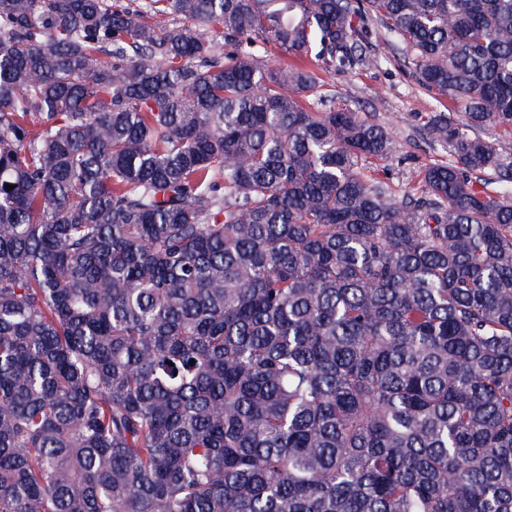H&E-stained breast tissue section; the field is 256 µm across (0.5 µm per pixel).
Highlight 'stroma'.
<instances>
[{
    "label": "stroma",
    "mask_w": 512,
    "mask_h": 512,
    "mask_svg": "<svg viewBox=\"0 0 512 512\" xmlns=\"http://www.w3.org/2000/svg\"><path fill=\"white\" fill-rule=\"evenodd\" d=\"M375 54L378 64L331 75L327 81L337 102L367 113L387 128L394 152L384 162V171L392 186L403 188L414 181L417 166L449 158L447 148L433 150L425 142L426 117L441 104L400 67L391 45L378 42Z\"/></svg>",
    "instance_id": "35a3bbf8"
}]
</instances>
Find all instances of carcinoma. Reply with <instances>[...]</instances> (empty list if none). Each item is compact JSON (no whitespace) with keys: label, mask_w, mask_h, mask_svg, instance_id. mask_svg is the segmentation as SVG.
I'll return each instance as SVG.
<instances>
[{"label":"carcinoma","mask_w":512,"mask_h":512,"mask_svg":"<svg viewBox=\"0 0 512 512\" xmlns=\"http://www.w3.org/2000/svg\"><path fill=\"white\" fill-rule=\"evenodd\" d=\"M375 31L448 102L400 194ZM486 126L512 0H0V512H512Z\"/></svg>","instance_id":"cac0c4a2"}]
</instances>
